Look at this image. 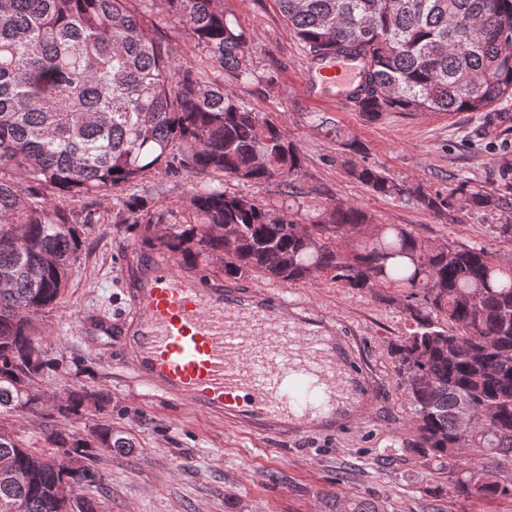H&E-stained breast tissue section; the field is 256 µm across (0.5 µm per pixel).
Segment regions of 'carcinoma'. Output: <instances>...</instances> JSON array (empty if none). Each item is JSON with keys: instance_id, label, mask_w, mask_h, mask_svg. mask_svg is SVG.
I'll list each match as a JSON object with an SVG mask.
<instances>
[{"instance_id": "carcinoma-1", "label": "carcinoma", "mask_w": 512, "mask_h": 512, "mask_svg": "<svg viewBox=\"0 0 512 512\" xmlns=\"http://www.w3.org/2000/svg\"><path fill=\"white\" fill-rule=\"evenodd\" d=\"M167 6L197 59L180 62L157 36ZM309 58L341 54L359 69L350 104L386 112H488L512 97V0H278ZM246 30L219 0H0V512H62L58 491L95 480L102 451L129 452L109 399L70 385L42 425L40 444L15 438L6 415L40 414L39 382L59 362L43 352L34 321L63 298L98 223L87 207L150 174L193 176L183 210L138 196L112 204V223L182 263L217 259L226 279L260 272L284 283L326 273L346 288H397L415 327L393 349L413 409L411 447L448 466L453 493L510 499L512 481L458 449L512 453V261L486 245L428 242L334 203L302 224L224 179L280 182L301 173L297 145L275 120L229 93L251 80ZM354 155L364 144L333 131ZM373 193L438 217L461 208L500 215L512 193L460 179L448 187L399 182L369 164L347 167ZM357 236L350 251L339 246ZM93 404L86 435L59 425ZM475 422L461 429V405ZM69 448L79 464L57 459Z\"/></svg>"}]
</instances>
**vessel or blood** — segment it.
Wrapping results in <instances>:
<instances>
[{
	"mask_svg": "<svg viewBox=\"0 0 512 512\" xmlns=\"http://www.w3.org/2000/svg\"><path fill=\"white\" fill-rule=\"evenodd\" d=\"M321 81L348 100L357 84L346 57L331 54ZM117 327L135 378L168 401L268 437L337 430L369 416L375 382L339 323L298 310L281 289L208 281L164 256L145 261Z\"/></svg>",
	"mask_w": 512,
	"mask_h": 512,
	"instance_id": "vessel-or-blood-1",
	"label": "vessel or blood"
}]
</instances>
